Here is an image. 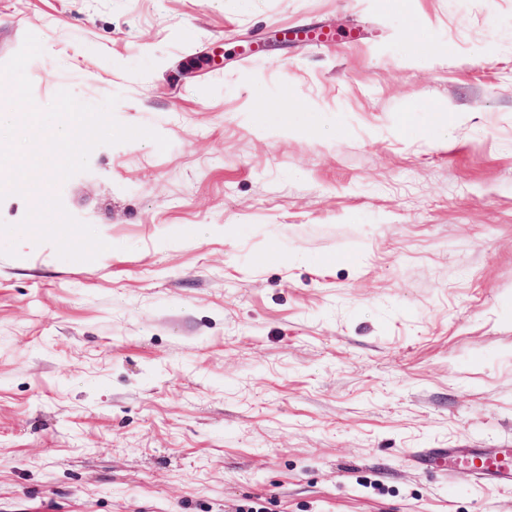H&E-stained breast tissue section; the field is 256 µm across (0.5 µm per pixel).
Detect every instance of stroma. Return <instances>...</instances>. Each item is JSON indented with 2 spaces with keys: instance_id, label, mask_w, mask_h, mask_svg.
Returning a JSON list of instances; mask_svg holds the SVG:
<instances>
[{
  "instance_id": "stroma-1",
  "label": "stroma",
  "mask_w": 512,
  "mask_h": 512,
  "mask_svg": "<svg viewBox=\"0 0 512 512\" xmlns=\"http://www.w3.org/2000/svg\"><path fill=\"white\" fill-rule=\"evenodd\" d=\"M29 33L39 109L170 145L0 200V512H512L415 460L512 448V0H0Z\"/></svg>"
}]
</instances>
